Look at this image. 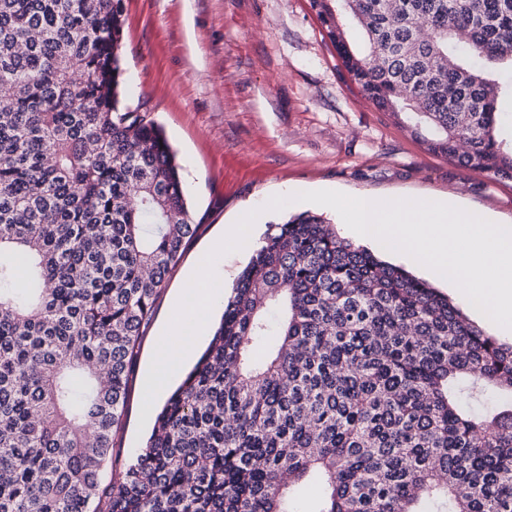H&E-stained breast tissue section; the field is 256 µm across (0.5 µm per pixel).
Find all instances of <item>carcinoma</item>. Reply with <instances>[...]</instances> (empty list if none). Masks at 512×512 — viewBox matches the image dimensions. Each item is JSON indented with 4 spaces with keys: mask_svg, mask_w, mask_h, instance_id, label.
<instances>
[{
    "mask_svg": "<svg viewBox=\"0 0 512 512\" xmlns=\"http://www.w3.org/2000/svg\"><path fill=\"white\" fill-rule=\"evenodd\" d=\"M365 98L512 180V0H310ZM125 0H0V512H512V345L318 216L275 225L144 448L104 482L135 349L195 230L124 102ZM80 74V80L73 78Z\"/></svg>",
    "mask_w": 512,
    "mask_h": 512,
    "instance_id": "carcinoma-1",
    "label": "carcinoma"
}]
</instances>
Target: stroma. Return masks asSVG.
<instances>
[{"instance_id": "obj_1", "label": "stroma", "mask_w": 512, "mask_h": 512, "mask_svg": "<svg viewBox=\"0 0 512 512\" xmlns=\"http://www.w3.org/2000/svg\"><path fill=\"white\" fill-rule=\"evenodd\" d=\"M124 94L163 128L181 167L196 226L155 304L129 374L126 414L113 435L120 466L143 448L164 404L142 406L159 330L185 273L234 224L261 209L257 237L285 214L332 208L296 202L265 210L289 188L351 196L449 197L512 225V181L464 171L427 152L352 84L309 0H126Z\"/></svg>"}]
</instances>
